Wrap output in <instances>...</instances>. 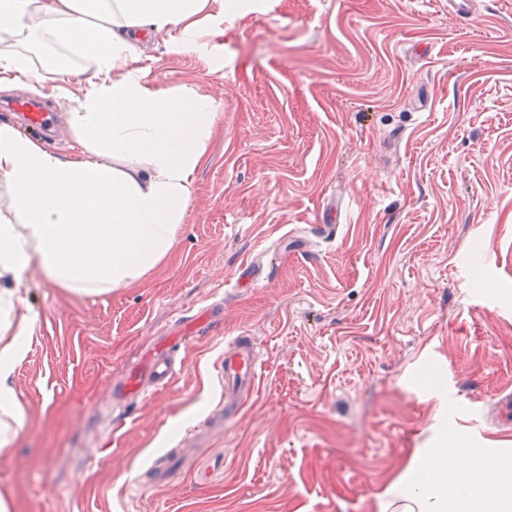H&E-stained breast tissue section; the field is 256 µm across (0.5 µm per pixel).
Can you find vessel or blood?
<instances>
[{"instance_id": "vessel-or-blood-1", "label": "vessel or blood", "mask_w": 512, "mask_h": 512, "mask_svg": "<svg viewBox=\"0 0 512 512\" xmlns=\"http://www.w3.org/2000/svg\"><path fill=\"white\" fill-rule=\"evenodd\" d=\"M0 110L13 113L26 129H40L47 133L55 129L54 114L39 104L14 99L0 103ZM212 325V314L208 311L191 320L179 319L171 332L159 337L138 362L126 368L123 378L113 384V405L126 407L132 398L140 396L147 388L154 392L169 389L177 375L171 355L173 342H187L192 334ZM261 370L262 360L253 337L236 336L227 342L224 357L218 365L224 396L207 418L210 432H223L225 425L234 422L246 409L256 392ZM171 477L169 464L156 460L139 476L138 484L142 487L159 486Z\"/></svg>"}]
</instances>
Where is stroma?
I'll return each instance as SVG.
<instances>
[{"instance_id": "stroma-1", "label": "stroma", "mask_w": 512, "mask_h": 512, "mask_svg": "<svg viewBox=\"0 0 512 512\" xmlns=\"http://www.w3.org/2000/svg\"><path fill=\"white\" fill-rule=\"evenodd\" d=\"M250 0L193 44L146 43L147 81L220 103L179 240L102 296L32 266L38 340L14 378L28 422L0 451L13 512H377L446 430L512 449V0ZM335 209L336 232L309 229ZM272 266L248 288L247 262ZM224 320L166 391L112 383L178 315ZM260 344L246 411L164 486L135 479L219 399L230 338Z\"/></svg>"}]
</instances>
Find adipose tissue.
Returning <instances> with one entry per match:
<instances>
[{
    "instance_id": "1",
    "label": "adipose tissue",
    "mask_w": 512,
    "mask_h": 512,
    "mask_svg": "<svg viewBox=\"0 0 512 512\" xmlns=\"http://www.w3.org/2000/svg\"><path fill=\"white\" fill-rule=\"evenodd\" d=\"M231 0H0V43L36 34L88 55L77 75L84 94L69 125L70 156L0 124V450L27 421L13 375L36 334L37 318L19 296L40 263L55 286L86 296L128 287L173 249L193 193L194 174L218 120L209 95L163 94L139 67L140 45L199 36L210 6ZM378 512H512V457L491 456L447 435L419 448L377 496Z\"/></svg>"
}]
</instances>
